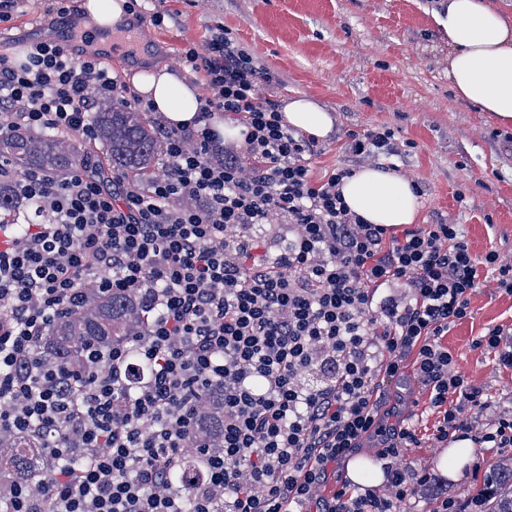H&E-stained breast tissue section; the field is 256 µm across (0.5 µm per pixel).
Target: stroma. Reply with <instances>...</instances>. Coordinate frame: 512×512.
<instances>
[{
	"label": "stroma",
	"mask_w": 512,
	"mask_h": 512,
	"mask_svg": "<svg viewBox=\"0 0 512 512\" xmlns=\"http://www.w3.org/2000/svg\"><path fill=\"white\" fill-rule=\"evenodd\" d=\"M83 0L69 20L52 21L50 0H21L0 35V51L22 57L24 44L86 32ZM445 0H151L166 15L162 26L136 22L121 31L126 54L112 67L130 79L144 60L172 69L194 85L201 76L181 69L178 53L203 43L223 25L275 78L277 100L306 94L332 112V134L318 141L313 174L350 166L343 144L350 131H391L410 149L397 164L419 189L418 223L442 218L459 225L473 254L494 250L512 259V128L456 97L448 79V39L432 14ZM497 325L512 326V295L488 282L471 297V316L451 327L443 342L456 370L483 387L494 406L512 407V369L473 345ZM420 386L413 372L385 388L383 408L400 407L418 438L405 457L433 467L440 455L432 435L440 419L428 402L409 408ZM483 487L464 466L452 480L434 471L419 488L417 512H432L437 498L465 501Z\"/></svg>",
	"instance_id": "1"
}]
</instances>
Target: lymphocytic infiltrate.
Returning a JSON list of instances; mask_svg holds the SVG:
<instances>
[{"label":"lymphocytic infiltrate","instance_id":"f902f5d3","mask_svg":"<svg viewBox=\"0 0 512 512\" xmlns=\"http://www.w3.org/2000/svg\"><path fill=\"white\" fill-rule=\"evenodd\" d=\"M180 63L204 78L201 123L164 129L145 187L100 176L90 159L62 178L0 161V182L37 205L36 220L0 224V435L45 436L50 461L37 484L0 488V512H406L431 475L404 463L415 431L387 424L381 397L408 369L442 415L435 442L511 448L512 411L491 412L443 339L485 282L512 295V262L473 255L442 219L384 227L352 213L339 191L352 168L313 177L314 138L284 123L272 75L223 27ZM101 101L152 109L99 55L76 57L65 42L0 53L2 136L92 143ZM220 112L245 127L240 152L222 150ZM345 150L376 164L400 148L373 129L349 132ZM272 222L288 227L274 256L254 233ZM90 288L140 303L135 344L151 373L137 386L124 344L79 372L39 354ZM214 392L216 449L198 435ZM374 437L387 484L359 492L342 468ZM190 450L205 478L170 484Z\"/></svg>","mask_w":512,"mask_h":512}]
</instances>
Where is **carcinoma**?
Masks as SVG:
<instances>
[{"label": "carcinoma", "instance_id": "1", "mask_svg": "<svg viewBox=\"0 0 512 512\" xmlns=\"http://www.w3.org/2000/svg\"><path fill=\"white\" fill-rule=\"evenodd\" d=\"M97 141L102 145L104 161L101 169L123 174L132 187L144 186L155 173L164 142L143 117V113L119 109L105 102L94 113ZM91 149H80L75 141L49 134L15 131L0 136V158L7 159L18 171L42 168L65 176ZM25 206L8 184H0V218ZM144 318L135 297L129 293L101 294L89 289L77 309L57 320L43 337L41 350L52 362H63L72 370L84 366V348L94 346L102 351L117 343H125L144 330ZM207 416L201 432L214 440L221 436L224 421V399L207 400ZM0 469L7 480L34 483L44 476L45 467L40 442L24 434L0 437ZM199 463L188 458L171 474L177 483H190L202 476ZM484 512H512V462L497 465L493 485L476 494Z\"/></svg>", "mask_w": 512, "mask_h": 512}]
</instances>
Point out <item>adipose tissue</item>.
<instances>
[{
	"label": "adipose tissue",
	"instance_id": "adipose-tissue-1",
	"mask_svg": "<svg viewBox=\"0 0 512 512\" xmlns=\"http://www.w3.org/2000/svg\"><path fill=\"white\" fill-rule=\"evenodd\" d=\"M434 20L448 39V77L458 96L500 125H512V18L489 0H447ZM131 82L153 101L162 124L188 127L198 120L200 94L176 71L138 72ZM281 113L289 126L317 139L334 128L332 112L305 94L284 100ZM340 192L351 212L368 223L393 227L417 219L419 194L403 175L364 165L343 180Z\"/></svg>",
	"mask_w": 512,
	"mask_h": 512
}]
</instances>
